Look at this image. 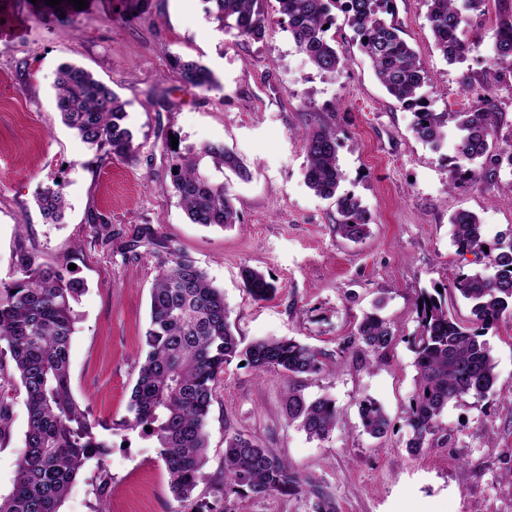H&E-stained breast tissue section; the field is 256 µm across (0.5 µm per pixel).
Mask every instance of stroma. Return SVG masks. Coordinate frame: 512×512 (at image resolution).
Wrapping results in <instances>:
<instances>
[{"mask_svg":"<svg viewBox=\"0 0 512 512\" xmlns=\"http://www.w3.org/2000/svg\"><path fill=\"white\" fill-rule=\"evenodd\" d=\"M66 23L33 22L27 0H0V20L24 23L21 39H0V281L15 277L16 253L74 267L87 289L69 350L71 387L91 419L127 416L137 379L142 336L155 275L176 250L196 261L224 293L229 320L242 344L293 337L331 358L320 374L300 378L306 395L331 398L338 414L329 439L308 438L288 425L283 397L288 380L264 375L233 359L225 366L206 425L209 448L196 493L207 496L224 475L226 437L256 438L290 463L303 484L287 494L233 499L235 512H313L315 486L331 496L334 512H512V318L488 330L497 380L482 400L450 404L438 420L448 445L410 455L404 412L415 390V356L406 337L414 329L420 290L448 286L474 268L459 254L451 215L475 213L487 241L512 234V166L452 189L451 148L432 150L412 129L413 116L389 96L369 58L337 21L331 33L346 51L339 75L316 69L292 37L277 28L275 0L261 8L275 25L254 41L219 30L208 0H86ZM393 20L416 51L436 112H461L492 90L500 114L497 149L512 146V73L490 72L500 0H484L463 40H477L465 60L451 64L436 49L425 0H393ZM205 64L217 80L206 91L184 82L175 58ZM74 63L126 104L135 151L97 159L61 120L54 81ZM336 132L345 178L341 191L361 200L370 233L353 242L336 231L333 200L306 185L308 127ZM221 143L250 173L213 172L234 197L239 221L223 229L187 218L170 177L173 148ZM61 185L68 208L62 223L45 220L36 204ZM103 217L111 239H92L88 226ZM152 240H144L145 230ZM261 270L275 291L264 300L245 290L242 272ZM383 301V317L400 329L386 356L367 364L342 340ZM448 309L471 318L456 291ZM0 392L10 422L0 439V495L13 486L24 444L27 410L11 360L0 363ZM369 397L387 413V435L367 434L359 402ZM106 460L112 512H178L165 465L152 440L136 431L112 437Z\"/></svg>","mask_w":512,"mask_h":512,"instance_id":"obj_1","label":"stroma"}]
</instances>
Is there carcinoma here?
Listing matches in <instances>:
<instances>
[{
	"mask_svg": "<svg viewBox=\"0 0 512 512\" xmlns=\"http://www.w3.org/2000/svg\"><path fill=\"white\" fill-rule=\"evenodd\" d=\"M221 30H235L252 40L265 38L269 24L257 0H207ZM281 28L289 32L298 50L320 72L334 76L347 64L336 40L324 25L336 24L332 9L344 15L354 40L370 59L374 72L402 106L412 111L413 130L434 150L453 134L449 187L478 182L486 172L476 167L488 156L499 123L491 93L463 112H435L422 89L425 76L416 52L401 37V30L386 16L393 14L392 0H277ZM427 20L436 48L450 63L464 57L468 47L461 39L469 24L468 12L483 0H426ZM75 11L70 0L51 6L40 0L34 15L70 20ZM493 65L512 72V8L502 4L496 30ZM181 78L196 87L211 89L212 72L196 61L175 59ZM57 109L64 123L77 131L89 148H108L125 158L134 151V136L126 122L125 103L86 69L63 64L55 81ZM307 165L305 180L315 195L334 200L341 217L337 230L358 241L368 232V217L354 195L337 194L344 178L337 155L336 133L319 126L301 134ZM209 159L222 172L239 177L249 172L222 144L175 153L171 182L190 221L229 228L238 213L222 182L201 171ZM44 218L58 223L64 217L65 195L48 187L38 198ZM454 242L460 253L474 255L481 269L460 273L453 288L471 305L473 319L465 324L448 312L446 292L423 290L415 299L411 334L417 368L416 387L406 409L412 435L407 451L413 455L448 444L440 434L438 418L451 403L465 397L481 399L496 382V364L484 336L502 318H512V238L488 242L479 218L469 211L451 216ZM17 275L0 285V357L13 362L24 391L28 414L24 445L18 458L12 491L0 496V512H60L71 486L83 473L96 497L94 512H109L112 477L101 460L112 442L97 432L98 423L75 400L71 390L69 347L77 314L73 304L85 291L84 281L71 273L36 261L19 251ZM244 287L256 299L267 298L275 285L256 269L244 271ZM398 329L377 313L365 314L347 346L371 362L384 356L396 340ZM147 348L138 363L136 383L127 411L129 416L106 427L112 431H139L154 440L169 475L173 498L180 512H232L231 496L267 497L284 494L299 482L288 463L257 440L236 433L225 439L224 480L213 490V500L194 496L203 478L208 448L206 424L215 385L224 366L237 356L259 373L275 372L288 378L284 413L312 439L326 440L336 427L335 403L327 397L308 398L297 378L321 373L330 354L293 338L259 339L246 348L229 321L223 292L216 288L193 260L175 251L159 267L150 293V321L144 333ZM366 433L382 438L390 421L383 408L364 398L359 402ZM151 430H145V427Z\"/></svg>",
	"mask_w": 512,
	"mask_h": 512,
	"instance_id": "obj_1",
	"label": "carcinoma"
}]
</instances>
